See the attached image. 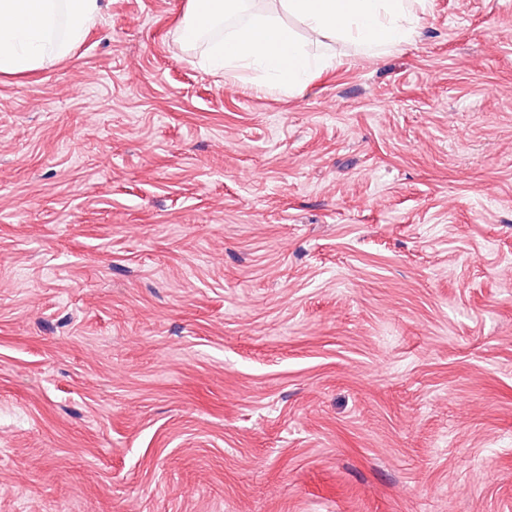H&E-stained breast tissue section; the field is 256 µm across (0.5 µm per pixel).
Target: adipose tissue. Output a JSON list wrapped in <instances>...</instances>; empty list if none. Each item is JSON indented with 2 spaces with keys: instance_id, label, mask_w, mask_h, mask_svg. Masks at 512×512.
Wrapping results in <instances>:
<instances>
[{
  "instance_id": "1",
  "label": "adipose tissue",
  "mask_w": 512,
  "mask_h": 512,
  "mask_svg": "<svg viewBox=\"0 0 512 512\" xmlns=\"http://www.w3.org/2000/svg\"><path fill=\"white\" fill-rule=\"evenodd\" d=\"M102 0H0V74L65 58L95 24Z\"/></svg>"
}]
</instances>
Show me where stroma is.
Returning <instances> with one entry per match:
<instances>
[{
  "label": "stroma",
  "mask_w": 512,
  "mask_h": 512,
  "mask_svg": "<svg viewBox=\"0 0 512 512\" xmlns=\"http://www.w3.org/2000/svg\"><path fill=\"white\" fill-rule=\"evenodd\" d=\"M104 2L0 75V512H512V0L290 94Z\"/></svg>",
  "instance_id": "obj_1"
}]
</instances>
